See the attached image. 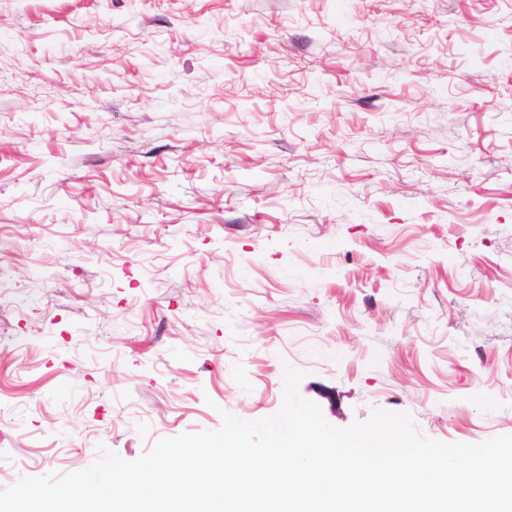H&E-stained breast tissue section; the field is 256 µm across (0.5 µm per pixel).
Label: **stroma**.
Returning a JSON list of instances; mask_svg holds the SVG:
<instances>
[{"label":"stroma","instance_id":"1","mask_svg":"<svg viewBox=\"0 0 512 512\" xmlns=\"http://www.w3.org/2000/svg\"><path fill=\"white\" fill-rule=\"evenodd\" d=\"M0 491L301 395L512 435V0H0Z\"/></svg>","mask_w":512,"mask_h":512}]
</instances>
